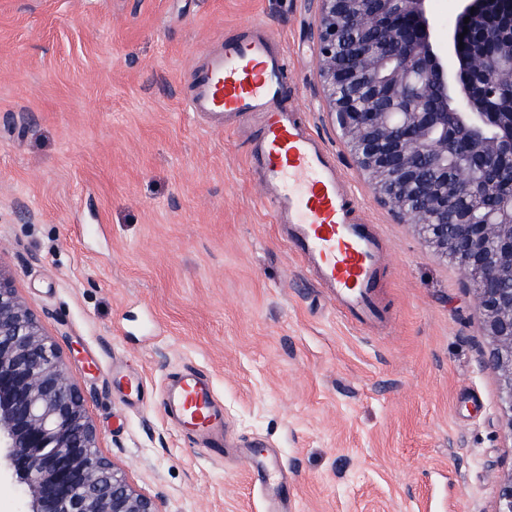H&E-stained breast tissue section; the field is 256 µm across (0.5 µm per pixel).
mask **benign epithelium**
Here are the masks:
<instances>
[{"label":"benign epithelium","instance_id":"obj_1","mask_svg":"<svg viewBox=\"0 0 512 512\" xmlns=\"http://www.w3.org/2000/svg\"><path fill=\"white\" fill-rule=\"evenodd\" d=\"M314 2L331 118L378 198L472 285L512 430V100L491 111L512 84V0H457L443 36L431 0ZM2 477L24 512H161L101 455L65 357L0 272ZM494 512H512V476Z\"/></svg>","mask_w":512,"mask_h":512}]
</instances>
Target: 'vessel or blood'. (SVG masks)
<instances>
[{
	"label": "vessel or blood",
	"mask_w": 512,
	"mask_h": 512,
	"mask_svg": "<svg viewBox=\"0 0 512 512\" xmlns=\"http://www.w3.org/2000/svg\"><path fill=\"white\" fill-rule=\"evenodd\" d=\"M289 67L277 41L254 30L200 56L185 106L217 126L232 113L261 117V136L249 152L251 168L274 203L275 222L287 244L351 320L382 322L375 288L381 246L359 218L353 191L333 156L285 103ZM160 404L189 443L223 447L224 407L207 373L178 372L164 384ZM251 474L258 490L269 495L268 512H283L288 479L277 453L268 448L254 456Z\"/></svg>",
	"instance_id": "b4317fda"
}]
</instances>
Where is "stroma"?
Segmentation results:
<instances>
[{
	"label": "stroma",
	"instance_id": "obj_1",
	"mask_svg": "<svg viewBox=\"0 0 512 512\" xmlns=\"http://www.w3.org/2000/svg\"><path fill=\"white\" fill-rule=\"evenodd\" d=\"M256 25L383 243L388 325L351 321L279 235L246 153L258 118L185 108L199 56ZM316 25L311 0H0V271L161 512H266L245 446L278 450L288 512H493L512 475L493 343L457 266L354 166ZM187 366L224 402V455L158 404Z\"/></svg>",
	"mask_w": 512,
	"mask_h": 512
}]
</instances>
